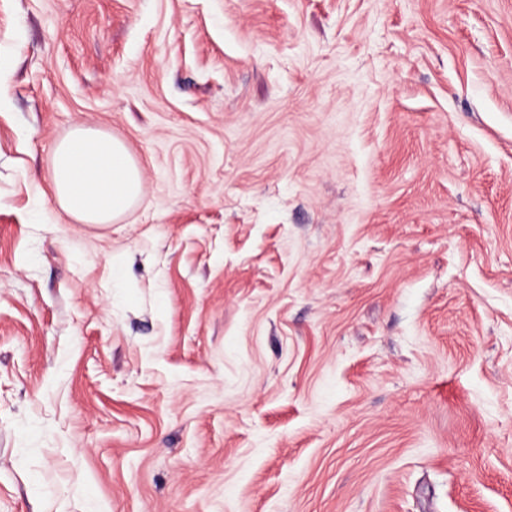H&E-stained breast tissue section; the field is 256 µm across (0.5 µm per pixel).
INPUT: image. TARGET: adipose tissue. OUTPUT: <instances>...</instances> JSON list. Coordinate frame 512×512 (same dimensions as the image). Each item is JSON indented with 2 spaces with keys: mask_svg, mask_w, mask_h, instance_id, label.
Wrapping results in <instances>:
<instances>
[{
  "mask_svg": "<svg viewBox=\"0 0 512 512\" xmlns=\"http://www.w3.org/2000/svg\"><path fill=\"white\" fill-rule=\"evenodd\" d=\"M51 184L58 204L76 221L109 224L139 199L142 174L122 140L81 127L56 145Z\"/></svg>",
  "mask_w": 512,
  "mask_h": 512,
  "instance_id": "ef3b65f1",
  "label": "adipose tissue"
}]
</instances>
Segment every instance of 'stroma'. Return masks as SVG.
<instances>
[{
  "mask_svg": "<svg viewBox=\"0 0 512 512\" xmlns=\"http://www.w3.org/2000/svg\"><path fill=\"white\" fill-rule=\"evenodd\" d=\"M0 72V512H512V0H0ZM51 184L58 204L76 221L111 224L139 199L142 174L122 140L81 127L56 145Z\"/></svg>",
  "mask_w": 512,
  "mask_h": 512,
  "instance_id": "obj_1",
  "label": "stroma"
}]
</instances>
